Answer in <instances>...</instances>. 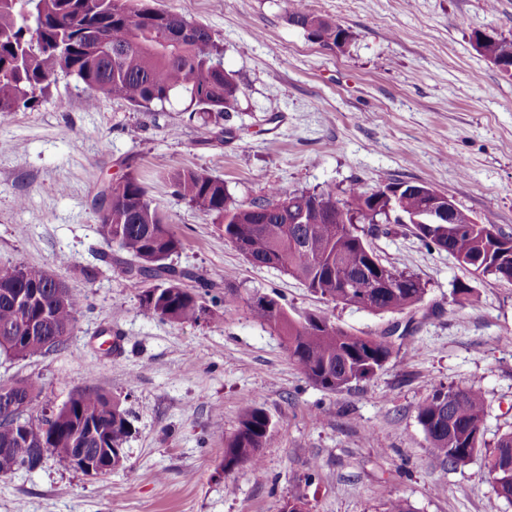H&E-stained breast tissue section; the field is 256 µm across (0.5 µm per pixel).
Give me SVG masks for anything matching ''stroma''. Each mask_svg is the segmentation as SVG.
<instances>
[{"label": "stroma", "mask_w": 512, "mask_h": 512, "mask_svg": "<svg viewBox=\"0 0 512 512\" xmlns=\"http://www.w3.org/2000/svg\"><path fill=\"white\" fill-rule=\"evenodd\" d=\"M348 28L344 47L310 39L280 0H153L208 28L241 87L224 127L183 116L184 105L136 109L61 75L32 108L0 122V264L48 270L80 299L64 349L25 360L0 356V380L36 387L34 414L92 388L119 398L134 420L125 464L89 477L46 455L0 477V512H486L494 496L481 457L442 467L416 418L433 385L485 395L482 444L512 429V285L479 276L423 245L408 224L368 241L383 262L417 276L423 303L409 313L328 306L300 281L254 267L212 217L174 192L197 170L239 202L394 178L446 193L479 222L512 232V75L477 37L512 38V0H304ZM135 173L182 241L174 265L233 289L196 322L144 316L145 282L104 260L99 198ZM469 285L465 296L455 293ZM281 297L299 319L324 309L361 336L394 325L384 368L351 389L310 383L276 332L246 305ZM271 419L259 468L225 473L224 439L246 404Z\"/></svg>", "instance_id": "stroma-1"}]
</instances>
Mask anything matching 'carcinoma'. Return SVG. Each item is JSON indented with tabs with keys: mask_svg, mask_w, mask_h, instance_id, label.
Instances as JSON below:
<instances>
[{
	"mask_svg": "<svg viewBox=\"0 0 512 512\" xmlns=\"http://www.w3.org/2000/svg\"><path fill=\"white\" fill-rule=\"evenodd\" d=\"M289 24L324 45L342 47L351 33L315 15L301 0H282ZM173 14L140 0H0V118L31 106L50 91L60 74L73 76L88 91L110 95L149 109L173 98L186 104L189 117L218 126L235 111L240 87L224 69L223 48L203 26L184 38L161 39L173 31ZM480 50L501 71H512V39L476 38ZM177 194L213 217L253 266L277 268L312 293L334 304L353 305L376 314L397 313L422 302L418 277L382 262L359 225L394 217L398 224L423 218L425 197L419 185L390 179L384 190L401 188L394 202L357 187L343 199L331 192L268 190L247 204L236 202L224 181L198 171L175 177ZM108 211L101 234L125 255L124 273L136 271L155 284L140 295L139 310L170 322L195 321L200 302L217 284L203 278L189 286L191 274L170 263L182 242L147 197L133 173L107 187ZM452 223L430 228L414 225L428 248L445 251L458 264L483 276L512 284V234L498 230L491 239L468 211L458 207ZM252 315L285 342L288 356L313 384L332 393L371 379L393 354L386 336H360L338 325L326 311L297 320L279 300L254 295ZM78 301L54 288L49 272L22 263L0 264V356L24 360L63 347L74 330ZM42 319L44 335L56 336L46 349L41 340L23 339L30 321ZM486 415L484 393L468 385H437L416 407L426 439L442 463L464 466L484 453L494 499L512 502V429L494 448L482 450ZM271 420L247 405L233 435L224 439V472L258 465L269 445ZM132 422L119 400L91 389L71 395L61 407L7 420L0 410V454L8 452L14 470L26 468L33 451L47 448H123Z\"/></svg>",
	"mask_w": 512,
	"mask_h": 512,
	"instance_id": "1",
	"label": "carcinoma"
}]
</instances>
